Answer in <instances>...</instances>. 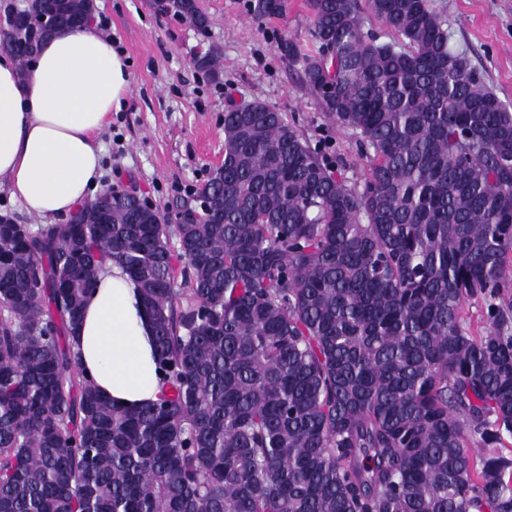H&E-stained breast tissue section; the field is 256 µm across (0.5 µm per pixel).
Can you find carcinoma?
<instances>
[{"instance_id": "1", "label": "carcinoma", "mask_w": 512, "mask_h": 512, "mask_svg": "<svg viewBox=\"0 0 512 512\" xmlns=\"http://www.w3.org/2000/svg\"><path fill=\"white\" fill-rule=\"evenodd\" d=\"M47 8L0 28L23 75ZM307 8L314 52L279 48L356 135L362 181L254 102L170 208L123 191L76 224L0 223V512H512V106L428 0H367L390 42L360 0ZM165 12L208 27L195 0ZM103 258L152 322L164 391L140 408L73 344Z\"/></svg>"}]
</instances>
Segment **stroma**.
<instances>
[{
    "mask_svg": "<svg viewBox=\"0 0 512 512\" xmlns=\"http://www.w3.org/2000/svg\"><path fill=\"white\" fill-rule=\"evenodd\" d=\"M250 0H200L206 31L151 0H100L95 24L112 37L129 63V105L114 113L99 136L104 183L136 191L158 206L172 203L206 181L224 159L228 102L266 103L293 117L310 143L340 158L349 181L364 162L352 131L336 127L320 110L289 63L280 41L310 52L306 0H288L283 16L259 23ZM448 24L451 47L465 56L484 83L512 105V0H429ZM217 50L221 69L211 78L195 65L197 51Z\"/></svg>",
    "mask_w": 512,
    "mask_h": 512,
    "instance_id": "obj_1",
    "label": "stroma"
}]
</instances>
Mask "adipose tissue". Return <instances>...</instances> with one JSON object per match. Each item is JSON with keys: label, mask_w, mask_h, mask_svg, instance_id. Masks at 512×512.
Listing matches in <instances>:
<instances>
[{"label": "adipose tissue", "mask_w": 512, "mask_h": 512, "mask_svg": "<svg viewBox=\"0 0 512 512\" xmlns=\"http://www.w3.org/2000/svg\"><path fill=\"white\" fill-rule=\"evenodd\" d=\"M129 88L127 61L94 26L47 37L24 77L1 51L0 176L10 200L50 222L94 199L103 176L98 137ZM74 345L114 404L137 408L160 395L151 320L117 263L100 266Z\"/></svg>", "instance_id": "obj_1"}]
</instances>
